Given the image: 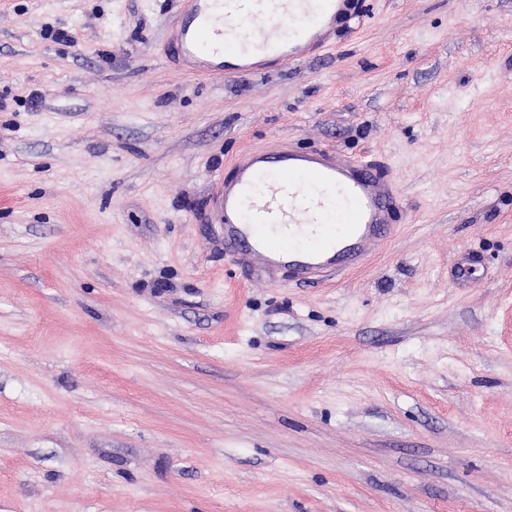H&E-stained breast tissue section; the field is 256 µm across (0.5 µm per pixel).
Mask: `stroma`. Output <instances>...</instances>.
<instances>
[{"label": "stroma", "mask_w": 512, "mask_h": 512, "mask_svg": "<svg viewBox=\"0 0 512 512\" xmlns=\"http://www.w3.org/2000/svg\"><path fill=\"white\" fill-rule=\"evenodd\" d=\"M183 2L0 0V512H512V0L224 78L169 64ZM288 142L406 206L317 285L208 216Z\"/></svg>", "instance_id": "stroma-1"}]
</instances>
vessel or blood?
<instances>
[{
  "instance_id": "1",
  "label": "vessel or blood",
  "mask_w": 512,
  "mask_h": 512,
  "mask_svg": "<svg viewBox=\"0 0 512 512\" xmlns=\"http://www.w3.org/2000/svg\"><path fill=\"white\" fill-rule=\"evenodd\" d=\"M350 0H187L169 34L173 62L211 77L263 75L336 43ZM210 218L240 261L315 283L360 266L405 209L388 164L328 149L251 150L218 176Z\"/></svg>"
}]
</instances>
